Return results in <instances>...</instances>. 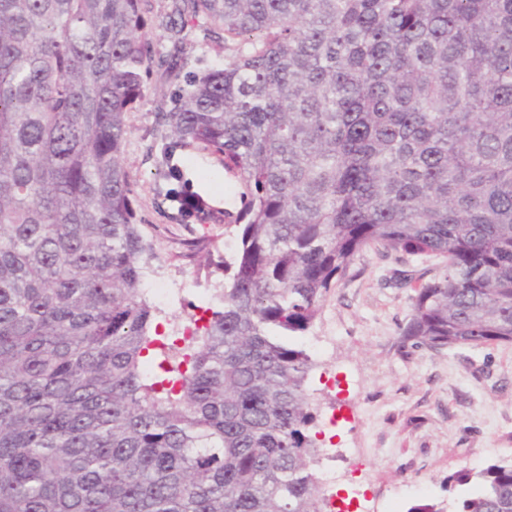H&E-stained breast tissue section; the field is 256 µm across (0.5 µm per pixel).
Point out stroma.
I'll use <instances>...</instances> for the list:
<instances>
[{
	"mask_svg": "<svg viewBox=\"0 0 512 512\" xmlns=\"http://www.w3.org/2000/svg\"><path fill=\"white\" fill-rule=\"evenodd\" d=\"M154 58L145 96L128 115L130 135L123 164L135 192L136 208L156 253L148 281L175 288L158 321H190L208 307L223 272L206 274L186 257V244L206 238L214 255L235 243L241 207L239 184L221 158L194 151L180 161L187 195L220 213L201 224L166 200L158 113L169 111L186 76L223 63V45L184 51L168 33L145 34ZM186 56L182 71L166 74L161 60ZM441 265L434 257L413 256L378 246L364 249L298 342L313 366L307 384L317 415L321 452L316 473L332 470L325 486L326 508L347 503L348 512H408L438 504L457 512L476 485L449 487L448 477L512 458V345L456 347L439 352L403 343L402 332L421 277Z\"/></svg>",
	"mask_w": 512,
	"mask_h": 512,
	"instance_id": "stroma-1",
	"label": "stroma"
}]
</instances>
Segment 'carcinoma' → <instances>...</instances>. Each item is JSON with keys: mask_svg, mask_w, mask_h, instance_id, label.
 Wrapping results in <instances>:
<instances>
[{"mask_svg": "<svg viewBox=\"0 0 512 512\" xmlns=\"http://www.w3.org/2000/svg\"><path fill=\"white\" fill-rule=\"evenodd\" d=\"M152 0H0V512H323L292 341L364 248L442 259L417 348L512 345V0H168L224 43L157 114L244 187L178 347L122 156ZM459 512H512V460Z\"/></svg>", "mask_w": 512, "mask_h": 512, "instance_id": "1", "label": "carcinoma"}]
</instances>
